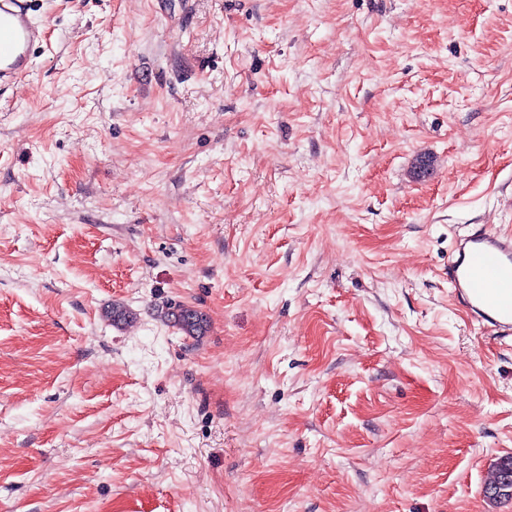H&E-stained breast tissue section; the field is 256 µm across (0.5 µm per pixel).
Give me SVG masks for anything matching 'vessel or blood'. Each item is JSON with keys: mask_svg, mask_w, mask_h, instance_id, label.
Here are the masks:
<instances>
[{"mask_svg": "<svg viewBox=\"0 0 512 512\" xmlns=\"http://www.w3.org/2000/svg\"><path fill=\"white\" fill-rule=\"evenodd\" d=\"M42 38L30 0H0V86L21 79ZM448 284L473 320L497 335H512L511 234L482 224L458 237L448 257Z\"/></svg>", "mask_w": 512, "mask_h": 512, "instance_id": "vessel-or-blood-1", "label": "vessel or blood"}]
</instances>
